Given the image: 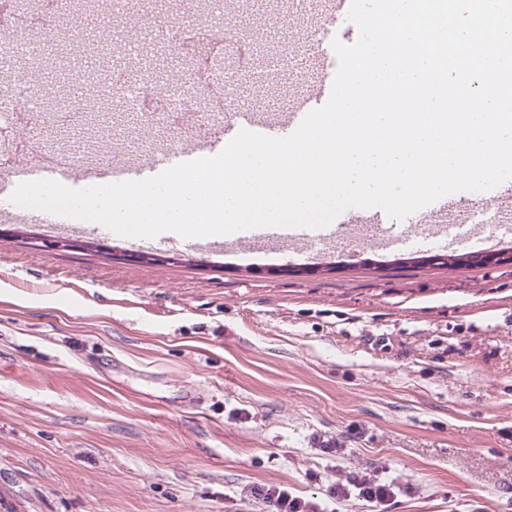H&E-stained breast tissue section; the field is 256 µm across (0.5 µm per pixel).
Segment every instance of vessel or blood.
Instances as JSON below:
<instances>
[{
  "instance_id": "vessel-or-blood-1",
  "label": "vessel or blood",
  "mask_w": 512,
  "mask_h": 512,
  "mask_svg": "<svg viewBox=\"0 0 512 512\" xmlns=\"http://www.w3.org/2000/svg\"><path fill=\"white\" fill-rule=\"evenodd\" d=\"M350 5L351 0H328L325 10L316 22L317 27L321 28L345 19ZM331 87L332 83L328 79L316 81L310 85L306 94L296 99L291 112L275 121L247 111L244 107H236L226 115L224 135L220 138L185 141L138 160L110 156L97 164L93 173L90 174L85 173L82 166L72 163L68 165L49 164L42 161L25 163L14 167L9 172L8 178L15 185L31 180L54 179L77 189L87 187L89 177L93 174L97 175L99 181L103 183L149 178L178 163L222 151L227 142L243 129L270 137L288 136L296 130L309 111L317 108L324 98L329 97ZM489 204L498 222L512 221V180L496 187L490 196ZM468 207L467 198L448 195L427 205L425 216L435 226L434 239H446L450 243L459 244L475 237L479 240L480 250H495L498 246L497 241L492 237L483 236L480 225L467 223ZM6 214L18 222L27 224H61L67 227L75 224L72 218L21 206L7 209ZM355 224L374 228L372 247L389 249L395 246L396 240L390 232L391 224L386 214L378 211L359 212L352 209L341 212L336 223L321 228L259 227L239 234L235 242L251 250L260 245L270 249L285 245L306 248L322 238L332 239L346 235L350 227Z\"/></svg>"
}]
</instances>
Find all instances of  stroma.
<instances>
[{
  "instance_id": "1",
  "label": "stroma",
  "mask_w": 512,
  "mask_h": 512,
  "mask_svg": "<svg viewBox=\"0 0 512 512\" xmlns=\"http://www.w3.org/2000/svg\"><path fill=\"white\" fill-rule=\"evenodd\" d=\"M294 23L239 104L288 112L318 76ZM0 221V490L17 512H265L336 471L394 482L378 512H512V262L370 249L365 231L242 254ZM90 241L95 251L57 247ZM156 251L160 260L139 255ZM250 497L262 502L266 512H316L319 505L288 490L285 486L253 485Z\"/></svg>"
}]
</instances>
